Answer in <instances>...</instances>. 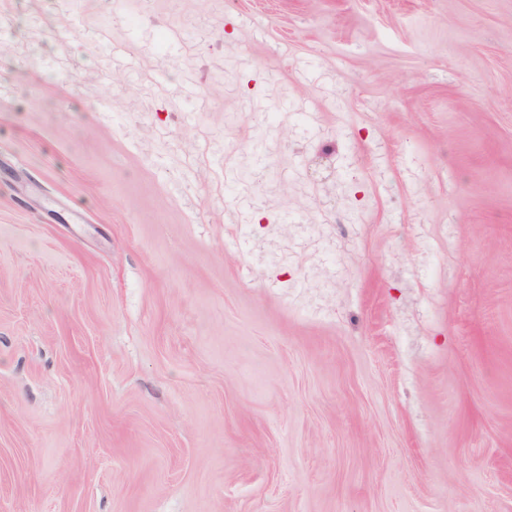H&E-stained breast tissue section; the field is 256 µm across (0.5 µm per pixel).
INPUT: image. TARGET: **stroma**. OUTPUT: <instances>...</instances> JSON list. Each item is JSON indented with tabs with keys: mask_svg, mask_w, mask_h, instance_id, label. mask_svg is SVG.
Returning a JSON list of instances; mask_svg holds the SVG:
<instances>
[{
	"mask_svg": "<svg viewBox=\"0 0 512 512\" xmlns=\"http://www.w3.org/2000/svg\"><path fill=\"white\" fill-rule=\"evenodd\" d=\"M0 31V512H512V0Z\"/></svg>",
	"mask_w": 512,
	"mask_h": 512,
	"instance_id": "1",
	"label": "stroma"
}]
</instances>
